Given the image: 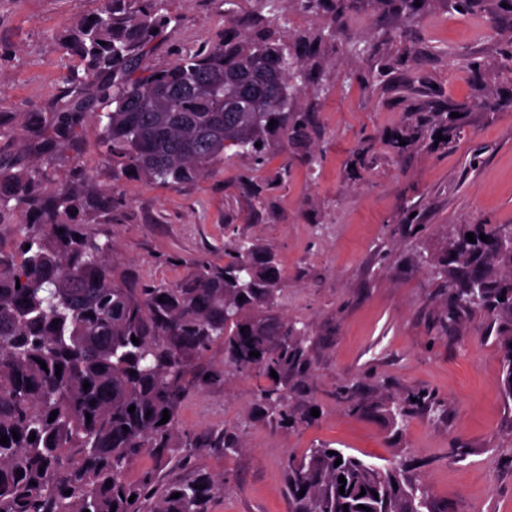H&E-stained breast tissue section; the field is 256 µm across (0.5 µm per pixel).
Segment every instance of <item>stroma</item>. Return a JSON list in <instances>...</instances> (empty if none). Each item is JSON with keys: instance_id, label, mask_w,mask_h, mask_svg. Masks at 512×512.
Instances as JSON below:
<instances>
[{"instance_id": "1", "label": "stroma", "mask_w": 512, "mask_h": 512, "mask_svg": "<svg viewBox=\"0 0 512 512\" xmlns=\"http://www.w3.org/2000/svg\"><path fill=\"white\" fill-rule=\"evenodd\" d=\"M99 6L0 0V115L13 126L33 112L52 117L73 90L77 60L59 36ZM285 8L279 36L301 52L333 6L311 13L287 0ZM224 9V0H171L177 23L148 68L267 28L254 0H238L230 19ZM498 10L499 0H479L467 13L425 0L407 27L394 0H352L340 23L371 50L358 57L346 44L316 42L307 63L320 86L301 101L312 117L303 137L271 142L260 163L231 158L177 189L121 180L122 204L86 227L107 244L115 269L144 285H172L195 260L223 263L236 233L275 255L287 278L278 312L311 335L300 374L280 380L289 423L255 406L268 377L234 371L213 346L194 365L210 380L186 397L176 422L201 451L188 458L179 446L163 461L141 454L130 479L151 471L176 484L201 466L227 479L211 512H288V460L326 445L383 468L402 465L429 489L435 512H512V397L502 386L499 322L471 312L468 334L455 335L448 281L436 272L450 236L473 224H512V75L500 56L512 25L492 39L484 25ZM398 30L402 39H393ZM452 52L483 61L480 74L450 65ZM491 91L501 106L478 108ZM449 104L464 108L452 139L388 146V135ZM75 168L112 182L95 121L51 175L63 181ZM420 249L429 265L417 263ZM393 401L404 419L392 418ZM217 433L223 447H209Z\"/></svg>"}]
</instances>
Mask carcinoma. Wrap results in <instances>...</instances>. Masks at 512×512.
I'll use <instances>...</instances> for the list:
<instances>
[{
  "label": "carcinoma",
  "mask_w": 512,
  "mask_h": 512,
  "mask_svg": "<svg viewBox=\"0 0 512 512\" xmlns=\"http://www.w3.org/2000/svg\"><path fill=\"white\" fill-rule=\"evenodd\" d=\"M257 2L268 26L285 22L282 0ZM172 20L168 0H102L93 19L60 36L83 68L80 84L96 96L76 94L48 122L29 115L25 131L44 166L14 171L0 161V224L17 209L27 217L16 259H0V437L9 439L0 444V512H209L224 479L203 469L176 485L152 472L136 481L126 476L140 453L163 458L173 451L179 408L205 382L191 372L192 361L216 344L240 373L292 372L303 359L306 329L275 311L286 279L272 255L240 239L222 266L199 260L174 285L138 286L105 262L106 245L81 228L112 212L118 184L101 187L81 173L66 183L51 180L49 165L92 115L115 179L131 173L172 188L212 174L228 149L259 161L272 139L286 141L308 124L309 114L297 107L315 78L302 55L268 30L147 70L153 43ZM326 39L347 41L357 56L368 51L338 23L315 36ZM248 80L255 83L251 111H224V99L243 94ZM99 103L109 110L97 111ZM432 118L393 143L421 138L432 126L455 132L451 112ZM470 232L474 243L464 232L448 238L454 257L438 271L450 277L448 320L464 335L461 314H497L503 387L511 396L512 230L474 224ZM286 401L276 383L258 390L257 405L283 423ZM165 409L169 419L161 425ZM330 451L322 445L288 461L292 512H365L363 505L370 512H432L429 490L408 481L402 466L383 469Z\"/></svg>",
  "instance_id": "obj_1"
}]
</instances>
